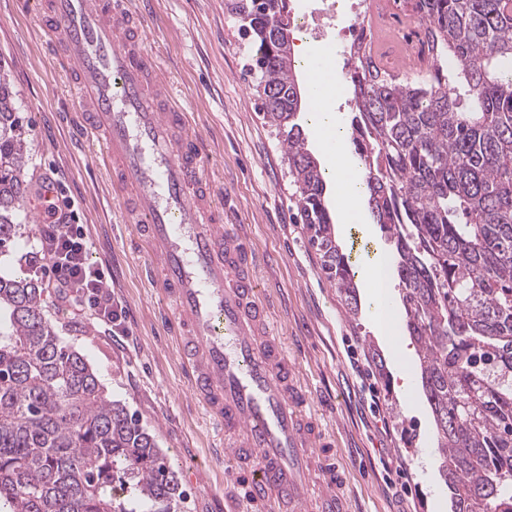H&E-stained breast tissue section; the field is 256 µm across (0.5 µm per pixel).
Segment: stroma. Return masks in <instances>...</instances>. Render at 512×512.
Instances as JSON below:
<instances>
[{"mask_svg":"<svg viewBox=\"0 0 512 512\" xmlns=\"http://www.w3.org/2000/svg\"><path fill=\"white\" fill-rule=\"evenodd\" d=\"M155 26L147 48L177 87L194 131L209 156L208 172L223 191L232 223L250 227L264 289L277 300L276 316L289 353L318 400L334 412L324 420L347 469L352 512H448L438 470L426 468L436 439L431 410L419 386L416 344L410 336L379 335L366 297L350 313L327 278L322 258L296 219L294 187L279 136L256 96L249 44L227 0H150ZM0 71L16 94L26 146L23 200L44 180L91 242L89 260L111 273L113 299L125 308L114 334L90 311L61 304L53 293L42 305L60 336L84 354L111 398L120 401L169 457L182 498L176 512H229L239 480L211 454L213 430L186 394V382L158 322L160 302L140 276L147 257L134 252L122 212L105 177L89 163L91 144L70 134L65 107L71 96L63 68L43 49L33 0H0ZM11 254L0 274L32 279L25 262L38 233L29 210L17 219ZM349 255L393 248L378 224L336 228ZM385 375H378L375 358Z\"/></svg>","mask_w":512,"mask_h":512,"instance_id":"obj_1","label":"stroma"}]
</instances>
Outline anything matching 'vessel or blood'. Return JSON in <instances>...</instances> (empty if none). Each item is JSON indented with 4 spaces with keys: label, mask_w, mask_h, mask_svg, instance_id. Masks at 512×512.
<instances>
[{
    "label": "vessel or blood",
    "mask_w": 512,
    "mask_h": 512,
    "mask_svg": "<svg viewBox=\"0 0 512 512\" xmlns=\"http://www.w3.org/2000/svg\"><path fill=\"white\" fill-rule=\"evenodd\" d=\"M47 53L76 94L78 136L98 144L145 279L162 301L188 396L219 430L216 456L243 471L240 497L274 512H351L346 478L256 275L245 225L224 221L206 148L145 47L144 0H40Z\"/></svg>",
    "instance_id": "obj_1"
}]
</instances>
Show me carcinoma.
<instances>
[{
	"instance_id": "carcinoma-1",
	"label": "carcinoma",
	"mask_w": 512,
	"mask_h": 512,
	"mask_svg": "<svg viewBox=\"0 0 512 512\" xmlns=\"http://www.w3.org/2000/svg\"><path fill=\"white\" fill-rule=\"evenodd\" d=\"M433 43L421 80L351 60V143L395 254L418 346L439 471L455 512H512V0H420ZM250 70L284 146L299 222L349 311L323 169L301 124L289 0H235ZM0 74V256L17 237L25 147ZM168 456L87 358L61 339L27 280L0 275V512H173Z\"/></svg>"
}]
</instances>
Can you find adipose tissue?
Here are the masks:
<instances>
[{"label":"adipose tissue","instance_id":"obj_1","mask_svg":"<svg viewBox=\"0 0 512 512\" xmlns=\"http://www.w3.org/2000/svg\"><path fill=\"white\" fill-rule=\"evenodd\" d=\"M310 118L320 143L335 156V161L329 164L327 173L342 187V196L337 210L338 221L343 225L359 223L367 173L350 153L336 103L331 101L323 104L319 111L311 113ZM382 268L383 261L376 256L363 258L358 262V276L367 292L371 310L377 319L378 329L381 335L388 336L395 333L396 325L385 314L387 294L377 286Z\"/></svg>","mask_w":512,"mask_h":512}]
</instances>
